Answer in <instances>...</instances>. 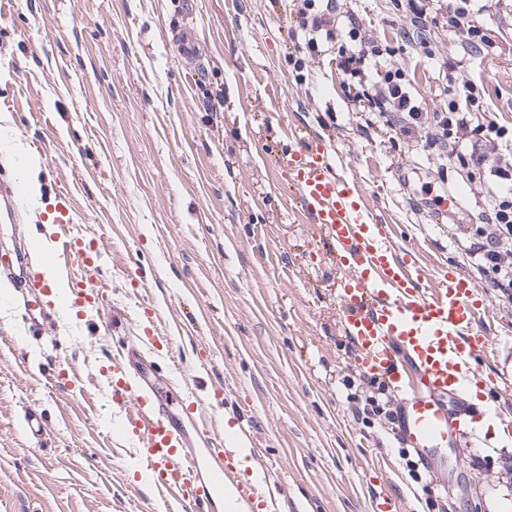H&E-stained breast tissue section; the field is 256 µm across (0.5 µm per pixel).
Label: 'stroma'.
Returning a JSON list of instances; mask_svg holds the SVG:
<instances>
[{
	"label": "stroma",
	"mask_w": 512,
	"mask_h": 512,
	"mask_svg": "<svg viewBox=\"0 0 512 512\" xmlns=\"http://www.w3.org/2000/svg\"><path fill=\"white\" fill-rule=\"evenodd\" d=\"M367 34L400 37L399 0H337ZM291 0H0V167L38 172L41 196L0 218V256L18 238L51 244L54 206L71 200L70 230L99 241L93 278L117 335L143 327L167 339L173 373L252 445L299 512H512V451L500 431L449 449V463L409 474L413 452L358 423L343 384L359 350L341 330L337 285L316 225L288 202L277 157L296 128L325 138L355 175L397 245L414 249L429 281L461 272L485 186L425 156L383 123L357 131L331 55L294 69ZM493 43L464 54L442 28L440 56L485 111L512 127V0H488ZM428 110L443 78L403 56ZM447 176L466 202L443 224L421 186ZM0 279V512H149L144 467L117 440L122 427L101 370L112 346L96 312L68 305L33 339ZM78 375L80 388L64 386ZM46 433L32 441L25 415Z\"/></svg>",
	"instance_id": "1"
}]
</instances>
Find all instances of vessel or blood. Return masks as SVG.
<instances>
[{
	"mask_svg": "<svg viewBox=\"0 0 512 512\" xmlns=\"http://www.w3.org/2000/svg\"><path fill=\"white\" fill-rule=\"evenodd\" d=\"M279 162L290 174L292 201L319 227L331 258L350 272L338 293L344 333L360 351L358 368L382 376L400 399L407 447L426 465L441 462L442 451L471 436L463 414L449 415V399L465 400L475 387L496 389L485 370L494 343L482 324L484 290L462 274L424 288L411 252L394 247L388 225L377 219L360 182L337 171L322 138H295ZM56 222L51 260L66 271L72 300L103 309L101 290L90 279L101 248L92 237L67 232L68 209L60 210ZM0 274L20 288L16 302L28 326L54 322V309L29 299L44 285L28 250L1 261ZM160 341L153 335L115 344L106 374L112 401L125 415L166 512H219L230 500L260 512H288L284 484L268 474L241 471L207 404L183 394L169 364L148 357ZM478 415L512 438V413L496 399Z\"/></svg>",
	"mask_w": 512,
	"mask_h": 512,
	"instance_id": "1",
	"label": "vessel or blood"
}]
</instances>
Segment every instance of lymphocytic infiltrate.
Returning <instances> with one entry per match:
<instances>
[{"mask_svg": "<svg viewBox=\"0 0 512 512\" xmlns=\"http://www.w3.org/2000/svg\"><path fill=\"white\" fill-rule=\"evenodd\" d=\"M435 0H405L409 30L391 42L365 34L358 17L341 11L336 0H300L293 29L295 66L322 53L335 56L345 96L362 116L382 120L395 134L417 141L423 150L452 158L470 175L492 182L489 203L480 224L474 225L465 261L476 266L491 287L512 298V131L485 112L476 84L457 82L459 63L437 59L426 33L437 22ZM477 0H448L446 22L463 48L486 50L485 28L476 23ZM417 43L423 57L437 60L455 93L447 107L430 113L412 92L408 69L400 62L409 43ZM384 385L353 400L352 414L367 427L391 434L400 417L384 398Z\"/></svg>", "mask_w": 512, "mask_h": 512, "instance_id": "lymphocytic-infiltrate-1", "label": "lymphocytic infiltrate"}]
</instances>
